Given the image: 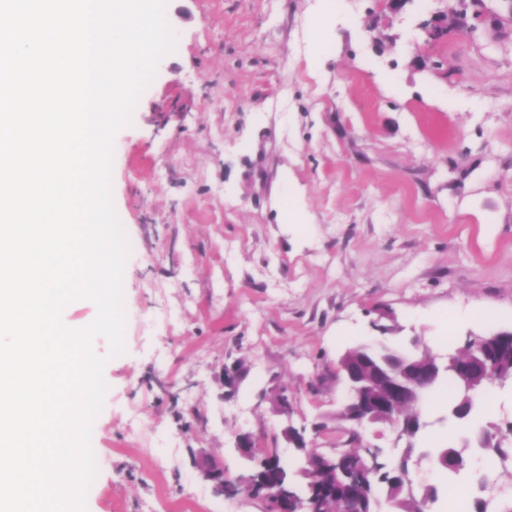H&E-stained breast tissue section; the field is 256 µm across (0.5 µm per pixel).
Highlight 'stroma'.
Instances as JSON below:
<instances>
[{
  "mask_svg": "<svg viewBox=\"0 0 512 512\" xmlns=\"http://www.w3.org/2000/svg\"><path fill=\"white\" fill-rule=\"evenodd\" d=\"M452 7L168 0L175 50L114 139L126 351L104 369L86 512H268L193 464L202 449L247 472L245 433L292 471L290 426L319 454L468 436L441 400L412 438L336 417L349 348L419 339L444 358L512 330V0H475L465 30L425 42L420 22ZM278 383L287 416L262 398ZM459 480L487 512L512 501V460L488 491Z\"/></svg>",
  "mask_w": 512,
  "mask_h": 512,
  "instance_id": "35a3bbf8",
  "label": "stroma"
}]
</instances>
